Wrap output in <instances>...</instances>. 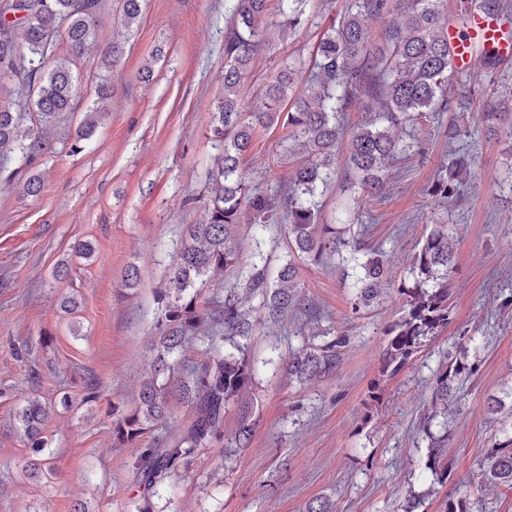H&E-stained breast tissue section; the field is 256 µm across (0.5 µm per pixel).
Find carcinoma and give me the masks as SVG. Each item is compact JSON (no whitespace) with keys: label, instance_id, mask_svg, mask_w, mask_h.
I'll list each match as a JSON object with an SVG mask.
<instances>
[{"label":"carcinoma","instance_id":"carcinoma-1","mask_svg":"<svg viewBox=\"0 0 512 512\" xmlns=\"http://www.w3.org/2000/svg\"><path fill=\"white\" fill-rule=\"evenodd\" d=\"M121 22L129 28L142 12L143 0H119ZM269 0H232L230 25L224 35V93L211 125L221 153L210 175L207 219L192 224L189 239L172 269L168 302L157 341L159 370L143 381L135 408L116 416L114 445L137 449L131 467L143 486L138 512H154L152 499L195 450L209 443L224 422V413L236 409L232 444L243 447L256 427L253 362L236 337L252 335L254 324L245 309L258 297L269 318H277L295 304L301 288L297 260L318 264L327 256L345 255L352 262L355 293L352 310L368 307L377 297L389 272L382 255L367 249L360 238L347 236L334 224L320 223L319 188L332 180L336 160L344 156L347 171L370 199L384 197L391 169L413 145L400 133L435 112L448 111V85L458 79L451 69L447 19L442 0H351L349 9L323 32L305 71L287 63L265 86L263 107L247 112L244 79L268 47L265 27ZM280 31L295 30L310 19L312 0H279ZM99 0H4L0 5V161L14 151L31 175L23 188L27 195L41 191L33 174L40 159L51 152L39 128L27 130L19 140L22 109L30 106L41 125L56 113L70 109L77 94L74 58L95 36ZM381 14L396 19L383 32L382 41L371 37L368 20ZM65 34L69 54H56L57 37ZM476 63L464 74L462 88L492 72L498 59L483 46H474ZM54 57L45 69L44 61ZM374 113L370 120L350 128L346 112L358 104ZM98 111L85 113L72 151L88 139ZM490 131L512 137V109L484 113ZM288 126L291 139L301 143L303 162L288 178L284 198L251 192L242 162L251 148L254 132L279 124ZM471 163L465 153L448 154V163L433 175L428 194L451 202L463 193ZM248 215L250 223L264 227L278 221L287 225L292 255L277 272L275 283L257 265L249 275L247 295L224 294V309L208 326L195 285L214 281L242 257L234 229ZM446 220L431 225L413 254L409 274L397 287L402 302L398 317L386 325L387 336L379 373L395 377L414 356L451 322L448 279L455 272L456 254ZM232 341L233 351L221 342ZM195 341L205 346L208 359L198 369L170 364L166 356ZM347 339L339 335L318 350H300L288 360V375L300 381L319 380L333 373ZM477 365L462 356L435 374L430 410L421 428L429 439L425 468L439 483L448 480V411L454 406L456 381L476 372ZM182 389L192 419L179 436L170 440L151 430L166 419L169 387ZM49 409L34 397L18 413L19 428L31 444L30 475L49 474L51 455L44 431ZM491 450L493 462L485 480L512 488V435Z\"/></svg>","mask_w":512,"mask_h":512}]
</instances>
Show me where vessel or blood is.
<instances>
[{
    "mask_svg": "<svg viewBox=\"0 0 512 512\" xmlns=\"http://www.w3.org/2000/svg\"><path fill=\"white\" fill-rule=\"evenodd\" d=\"M448 41L454 48L451 67L456 71L468 70L473 63L472 45L480 43L501 59L512 58V34L497 16L472 11L462 25L449 26Z\"/></svg>",
    "mask_w": 512,
    "mask_h": 512,
    "instance_id": "vessel-or-blood-1",
    "label": "vessel or blood"
}]
</instances>
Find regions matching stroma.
<instances>
[{
  "mask_svg": "<svg viewBox=\"0 0 512 512\" xmlns=\"http://www.w3.org/2000/svg\"><path fill=\"white\" fill-rule=\"evenodd\" d=\"M349 0H313L309 25L280 33L277 0H270L266 49L244 82L245 108L261 107L263 89L286 58L309 59L321 32ZM230 0H144L133 28L119 22V0H101L97 34L75 61L80 78L68 111L48 122L53 148L38 168L43 188L27 196L18 157L14 178L0 177V512H135L138 479L131 449L113 445V409L128 411L150 375L170 273L187 236L210 201L209 171L218 154L210 132L224 87V32ZM124 53L105 70L112 42ZM154 65L144 84L139 71ZM107 81V114L82 151L76 131ZM435 118L407 127L417 145L400 160L384 199L362 201L344 164L321 196L322 221L365 232L391 270V282L369 307L352 311L351 277L338 259L299 271L301 305L271 321L259 301L242 339L253 362L260 415L247 447L226 455L234 412L204 448L182 465L153 499L155 512H306L311 501L329 512H439L444 498L466 501L470 512H512V489L486 490L481 475L499 414L492 400L512 405V139L487 130L480 115L512 96V62L482 78L466 108L455 100ZM462 133L449 139L448 125ZM469 154L474 168L452 205L427 187L449 149ZM300 154L286 127L257 129L243 167L253 192H285ZM451 211L457 269L449 283L454 319L385 385L378 403L369 391L379 378L383 331L398 316L397 286L417 244L444 211ZM241 264L225 269L203 299L244 292L252 266L275 277L288 259L284 225L235 228ZM92 242L93 257L76 254ZM67 263L66 277L55 273ZM136 287H125L128 266ZM79 300L64 314L62 300ZM320 320H310L311 310ZM347 343L335 371L315 383L289 377V356L338 335ZM477 373L456 383L457 410L448 419V480L425 468L428 441L420 419L435 372L459 352ZM68 407H60L61 395ZM52 409L45 436L53 473L33 478L32 453L15 429L28 398Z\"/></svg>",
  "mask_w": 512,
  "mask_h": 512,
  "instance_id": "35a3bbf8",
  "label": "stroma"
}]
</instances>
